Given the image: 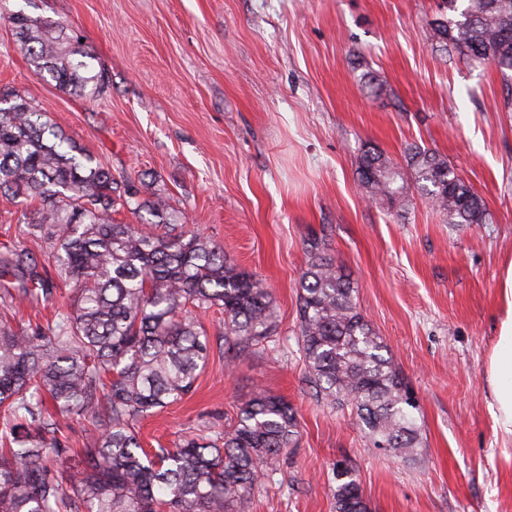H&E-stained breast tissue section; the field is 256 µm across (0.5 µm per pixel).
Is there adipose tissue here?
<instances>
[{
  "instance_id": "1",
  "label": "adipose tissue",
  "mask_w": 512,
  "mask_h": 512,
  "mask_svg": "<svg viewBox=\"0 0 512 512\" xmlns=\"http://www.w3.org/2000/svg\"><path fill=\"white\" fill-rule=\"evenodd\" d=\"M498 335L487 364V401L494 428L512 439V262L501 277Z\"/></svg>"
}]
</instances>
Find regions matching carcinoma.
<instances>
[{
    "label": "carcinoma",
    "mask_w": 512,
    "mask_h": 512,
    "mask_svg": "<svg viewBox=\"0 0 512 512\" xmlns=\"http://www.w3.org/2000/svg\"><path fill=\"white\" fill-rule=\"evenodd\" d=\"M441 49L495 67L512 84V0H438ZM33 72L79 96L100 93L79 37L51 20L11 13ZM418 191L450 224H486L489 213L448 159L418 145L406 166L365 147L362 188L399 216ZM0 194L26 204L27 234L50 241L54 271L34 252L0 242V512H248L254 488L298 436L294 409L256 392L229 430L185 435L154 455L138 421L189 394L210 356L191 310H224L229 366L275 335L271 292L238 270L224 248L173 222L161 195L143 200L96 155L66 136L25 95L0 94ZM155 220L120 224V210ZM298 284L304 358L316 395L351 405L375 448L395 458L419 443L417 403L380 336L360 312L356 287L313 239ZM73 285L53 323L14 324L15 304L50 302L55 281ZM97 431L80 470L59 466L67 452L61 420ZM336 512H368L359 483L336 468Z\"/></svg>",
    "instance_id": "cac0c4a2"
}]
</instances>
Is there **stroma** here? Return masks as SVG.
<instances>
[{"label":"stroma","mask_w":512,"mask_h":512,"mask_svg":"<svg viewBox=\"0 0 512 512\" xmlns=\"http://www.w3.org/2000/svg\"><path fill=\"white\" fill-rule=\"evenodd\" d=\"M16 11L83 39L104 92L79 98L36 76L4 20ZM436 11V0H0V92L27 96L143 198L161 194L273 296L276 334L232 368L223 312L198 313L211 351L194 392L140 424L145 448H169L232 425L257 391L282 396L298 438L250 512H335L340 462L368 512H512V442L486 401L512 261V112L492 66L438 51ZM412 143L447 157L491 223H447L416 192L403 218L368 197L364 146L400 164ZM311 237L350 275L416 394L415 459L373 448L351 405L314 395L297 288Z\"/></svg>","instance_id":"35a3bbf8"}]
</instances>
